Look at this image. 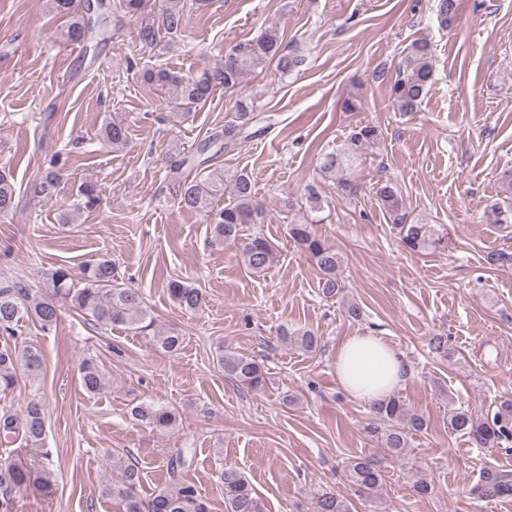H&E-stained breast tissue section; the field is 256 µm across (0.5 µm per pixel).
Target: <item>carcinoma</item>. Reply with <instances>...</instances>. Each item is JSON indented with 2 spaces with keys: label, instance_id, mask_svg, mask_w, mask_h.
<instances>
[{
  "label": "carcinoma",
  "instance_id": "obj_1",
  "mask_svg": "<svg viewBox=\"0 0 512 512\" xmlns=\"http://www.w3.org/2000/svg\"><path fill=\"white\" fill-rule=\"evenodd\" d=\"M48 11L64 22V39L84 44L96 34L92 19L81 0H47ZM185 0H165L158 15L140 25L137 39L145 49L154 50L165 38L180 33L186 24ZM283 36L277 25L271 24L260 35L242 40L224 53L220 61L207 65L196 73H181L164 68L143 71L146 83L156 87L176 112H189L205 105L218 90L232 91L250 75H257L276 64L288 72L302 63V58L282 49ZM433 79L432 54L425 41L415 42L398 64L396 75L390 82L392 104L399 112H415ZM254 102L240 97L233 102L235 119L224 124V130L205 141L199 148L204 153L218 145L226 150L256 136L253 128L263 122L253 112ZM102 140L114 150L128 145V130L118 122L107 121L101 128ZM379 127L365 124L355 126L348 135L343 149L323 158L321 172L336 174L354 166L365 150L380 144ZM55 171L46 172L32 186L36 196L50 195L59 184ZM174 194L180 206L196 212H205L211 218V243L215 246L236 245L240 228L255 224L262 216V207L256 200L253 183L245 173L224 175L223 170L201 168L194 175L178 178ZM229 195L221 209L213 206L217 197ZM375 196L383 210L393 218L402 234V242L413 252L443 250L447 247L444 235L432 224H408L405 203L399 188L390 180L375 187ZM101 203V190L97 183L86 181L78 188L73 201L74 210L94 211ZM15 206V187L10 171L0 168V214ZM290 238L311 258L319 273V287L326 297H334L343 286L339 272L343 256L311 224L288 225ZM240 258L253 273L265 272L275 261L276 250L261 233L255 234L241 245ZM168 292L180 308L192 312L202 308L201 289L179 280L168 282ZM74 309L91 326H117L142 337L146 343L174 355L182 347L184 338L157 324L153 312L136 288H128L115 277L112 261L108 258L85 263L80 274L74 275L65 266L47 274L46 288L34 290L23 280L0 283V333L18 337L19 323L32 319L49 329L57 323L61 308ZM217 365L224 377L250 391H258L265 384L262 361L255 356L236 352H220ZM42 366L39 347L25 340L19 345L0 348V394L12 391L21 378L33 381ZM81 383L89 394H98L108 384V377L91 360L81 365ZM372 422L369 433L388 457L405 454L411 436L428 430L427 419L409 409L399 398L371 405ZM131 418L140 425L160 433H167L177 423L175 410L155 402L142 401L130 408ZM47 424V409L41 398L34 396L27 402L22 417L9 410L0 412V437L7 444L17 441L24 447L43 446ZM448 430L468 436L480 448H500L512 441V401L500 405L492 418L469 409L454 408L448 412ZM32 471L19 464L0 467V496L9 502V494L31 482ZM347 480L361 492L373 496L383 485V470L368 458H355L346 466ZM219 482L224 491L225 512H265V506L244 474L234 467L220 473ZM139 469L130 458L119 465L118 474L106 485L104 493L126 504L127 512H209L195 486L177 482L157 491L147 503L137 495ZM472 493L482 499L512 495V474L488 468L481 472ZM314 512H353L351 503L332 491L317 493Z\"/></svg>",
  "mask_w": 512,
  "mask_h": 512
}]
</instances>
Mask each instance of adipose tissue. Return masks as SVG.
Segmentation results:
<instances>
[{"instance_id": "obj_1", "label": "adipose tissue", "mask_w": 512, "mask_h": 512, "mask_svg": "<svg viewBox=\"0 0 512 512\" xmlns=\"http://www.w3.org/2000/svg\"><path fill=\"white\" fill-rule=\"evenodd\" d=\"M336 379L352 398L373 403L390 395L410 375L402 353L383 337H347L336 351Z\"/></svg>"}]
</instances>
